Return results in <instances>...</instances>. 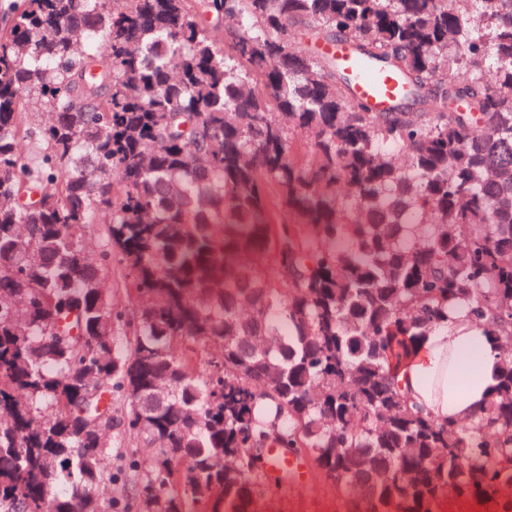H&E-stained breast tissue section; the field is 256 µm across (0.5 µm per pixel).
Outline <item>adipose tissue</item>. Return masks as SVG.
Returning a JSON list of instances; mask_svg holds the SVG:
<instances>
[{
  "instance_id": "obj_1",
  "label": "adipose tissue",
  "mask_w": 512,
  "mask_h": 512,
  "mask_svg": "<svg viewBox=\"0 0 512 512\" xmlns=\"http://www.w3.org/2000/svg\"><path fill=\"white\" fill-rule=\"evenodd\" d=\"M500 352L467 310L449 306L393 372L411 404L439 421L469 422L498 383Z\"/></svg>"
}]
</instances>
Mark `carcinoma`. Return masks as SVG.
Wrapping results in <instances>:
<instances>
[{"label": "carcinoma", "instance_id": "obj_1", "mask_svg": "<svg viewBox=\"0 0 512 512\" xmlns=\"http://www.w3.org/2000/svg\"><path fill=\"white\" fill-rule=\"evenodd\" d=\"M336 39L405 100L357 101ZM1 271L0 512H125L105 476L142 512H257L292 487L271 443L352 512H512V355L469 424L390 373L453 303L512 344V0H14ZM103 287L108 293L112 294V300L119 305L129 309L127 295L125 289L129 288L124 273L117 268H112V272L104 273Z\"/></svg>", "mask_w": 512, "mask_h": 512}]
</instances>
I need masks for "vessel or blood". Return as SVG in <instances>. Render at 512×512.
I'll list each match as a JSON object with an SVG mask.
<instances>
[{
  "mask_svg": "<svg viewBox=\"0 0 512 512\" xmlns=\"http://www.w3.org/2000/svg\"><path fill=\"white\" fill-rule=\"evenodd\" d=\"M318 50L345 69L352 78L353 96L367 104L372 111H386L402 96L404 85L400 77L361 58L350 44L324 42ZM267 460L270 469L290 476L294 484L305 483L307 471L304 461L289 456L280 448L270 449Z\"/></svg>",
  "mask_w": 512,
  "mask_h": 512,
  "instance_id": "vessel-or-blood-1",
  "label": "vessel or blood"
}]
</instances>
